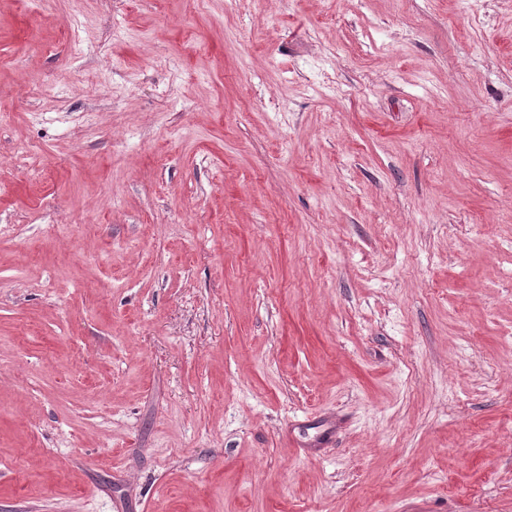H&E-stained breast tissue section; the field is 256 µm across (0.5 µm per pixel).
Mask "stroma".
Returning a JSON list of instances; mask_svg holds the SVG:
<instances>
[{
	"label": "stroma",
	"mask_w": 512,
	"mask_h": 512,
	"mask_svg": "<svg viewBox=\"0 0 512 512\" xmlns=\"http://www.w3.org/2000/svg\"><path fill=\"white\" fill-rule=\"evenodd\" d=\"M0 512H512V0H0Z\"/></svg>",
	"instance_id": "stroma-1"
}]
</instances>
